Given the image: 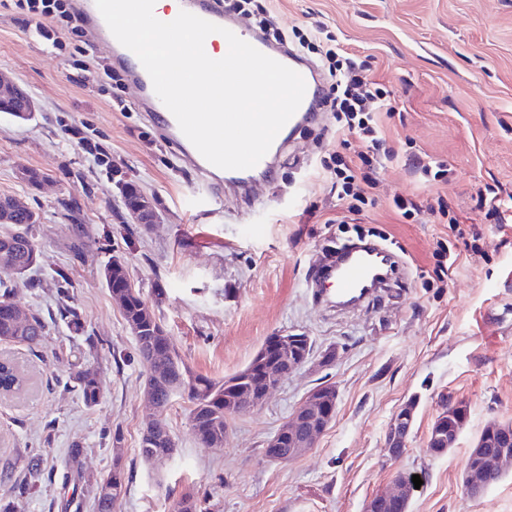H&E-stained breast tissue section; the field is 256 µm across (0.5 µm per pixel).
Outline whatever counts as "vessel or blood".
<instances>
[{
  "label": "vessel or blood",
  "mask_w": 512,
  "mask_h": 512,
  "mask_svg": "<svg viewBox=\"0 0 512 512\" xmlns=\"http://www.w3.org/2000/svg\"><path fill=\"white\" fill-rule=\"evenodd\" d=\"M184 3L186 11L231 30L263 54L295 70L306 84L301 105L276 136L271 151H268L253 168L228 170L221 174L186 139L174 115L156 95L152 80L139 58L121 44H114V60L127 69L133 82L139 86L143 105L161 121L168 134L181 143L186 160L204 176L207 193L215 198L222 194L225 183L230 182L246 189L249 188L255 174L268 176L273 173L278 148L286 144L294 132L316 119L323 82L317 76L314 67L297 53L282 49L262 32L243 29L232 14L224 12L217 0H184ZM383 253L382 247L369 244L352 247L328 263L314 262L310 283L315 295L320 296L329 291L343 299L357 297L372 283L378 258Z\"/></svg>",
  "instance_id": "b4317fda"
}]
</instances>
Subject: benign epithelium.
I'll return each instance as SVG.
<instances>
[{
    "mask_svg": "<svg viewBox=\"0 0 512 512\" xmlns=\"http://www.w3.org/2000/svg\"><path fill=\"white\" fill-rule=\"evenodd\" d=\"M8 98L19 104L17 111L32 112L34 102L16 83L0 77V99ZM135 224H155L157 215L152 200L143 196L140 207L132 211ZM308 340L304 335L283 332L275 335L274 342L279 352L288 357V373L271 365L264 367L251 382L248 401L257 404L274 390L288 374L304 366L308 360L302 358L297 348ZM336 386L327 383L313 389L295 408L288 421L267 444L269 448H288V456L298 455L315 445L316 440L332 423L337 408ZM467 406L451 396L443 395L439 400V412L431 429L430 438L453 446L463 428ZM414 411L405 405L392 417L386 435V448L392 457L399 456L406 447L413 423ZM512 464V425H496L480 434L463 473L462 488L466 495L477 496L486 487V478L503 471ZM414 485L406 479H397L376 493L369 501L368 512H408Z\"/></svg>",
    "mask_w": 512,
    "mask_h": 512,
    "instance_id": "1",
    "label": "benign epithelium"
}]
</instances>
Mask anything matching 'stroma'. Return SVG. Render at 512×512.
<instances>
[{
  "instance_id": "1",
  "label": "stroma",
  "mask_w": 512,
  "mask_h": 512,
  "mask_svg": "<svg viewBox=\"0 0 512 512\" xmlns=\"http://www.w3.org/2000/svg\"><path fill=\"white\" fill-rule=\"evenodd\" d=\"M284 31L328 26L348 52L368 59L370 75L393 92L383 118L386 146L398 152L379 176L377 202L361 224H339L343 209L320 160L351 156L331 113L284 147L272 183L257 179L250 199L225 190L219 206L201 192L200 173L153 121L130 77L120 88L73 81L72 64L111 65L93 29L65 33L64 50L38 39L21 16L0 9V75L36 102L33 120L0 113V195L40 215L33 287L14 300L47 325L38 345L0 343V358L31 377L29 392L0 397V499L17 512H96L99 481L113 462L131 475L115 512H174L192 493L200 512H365L399 476H420L409 512H512V471L476 497L461 474L477 436L492 422L512 424V208L484 219L476 199L486 186L512 196V0H269ZM81 139H68L67 127ZM444 161L447 181H419L405 152ZM101 164H94V157ZM44 173L29 184L21 168ZM136 184L155 206L151 229L130 223L118 180ZM443 196L456 223L424 214L402 223L397 196ZM375 235L400 271L368 302L339 310L309 288L326 246ZM457 260L435 286L437 250ZM124 258L129 277L195 375L215 380L246 367L267 336H311L315 354L331 346V366L308 363L267 400L228 422L223 448L196 437L187 397L175 395L161 418L175 451L165 465L138 455L152 417L146 368L102 271ZM69 305L84 330L61 320ZM97 370L102 394L85 405L67 381L75 366ZM338 389L336 416L315 448L285 463L263 450L307 393ZM468 408L452 448L428 440L442 395ZM415 403L407 449L390 457L392 416ZM35 457L29 475L21 460Z\"/></svg>"
}]
</instances>
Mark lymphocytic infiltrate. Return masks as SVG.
<instances>
[{
    "mask_svg": "<svg viewBox=\"0 0 512 512\" xmlns=\"http://www.w3.org/2000/svg\"><path fill=\"white\" fill-rule=\"evenodd\" d=\"M14 9L23 14L35 35L57 50L64 49L63 31L76 32L77 23L72 0H10ZM298 49L318 53L317 65L322 71L328 88L322 99L323 106L336 119V132L347 137H357L366 148L355 158L333 153L322 158L321 166L334 175L340 198L347 202L349 214L361 215L366 206L374 205L379 181L378 170L394 158L392 150L384 145L379 124V114H393L390 92L371 79L367 62L350 56L340 44L318 46L306 35H299Z\"/></svg>",
    "mask_w": 512,
    "mask_h": 512,
    "instance_id": "f902f5d3",
    "label": "lymphocytic infiltrate"
}]
</instances>
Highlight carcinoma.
<instances>
[{
  "label": "carcinoma",
  "instance_id": "obj_1",
  "mask_svg": "<svg viewBox=\"0 0 512 512\" xmlns=\"http://www.w3.org/2000/svg\"><path fill=\"white\" fill-rule=\"evenodd\" d=\"M13 200L12 196H0V212L9 214V224L14 226L12 232L0 235V250L6 252L11 266L19 268L18 279L22 280L33 268V253L36 252L33 231L40 223V217L25 204L12 207ZM102 278L110 293H128L127 305L122 308L127 325L144 322L153 326L152 332L136 337V342L138 355L147 368L146 386L153 390L156 405L163 409L175 393H186L193 404L191 418L197 439L211 447H224L227 419L251 408L239 388L249 386L242 378L253 371L255 362H250L227 379L214 380L200 375L187 378L188 369L176 354L152 309L145 305L140 292L123 288L129 281L125 260L119 256L112 257L103 270ZM18 309L19 305L11 297V289L4 288L0 293V341L35 346L46 325L39 316L31 313L26 325L19 327ZM72 379L84 403L89 407L96 405L101 396L97 370L81 366L73 372ZM23 382V377L13 366L0 364L1 390L13 392L20 389ZM173 447L166 424L157 420L144 430L139 455L144 462L152 464L156 462V454H167Z\"/></svg>",
  "mask_w": 512,
  "mask_h": 512
}]
</instances>
